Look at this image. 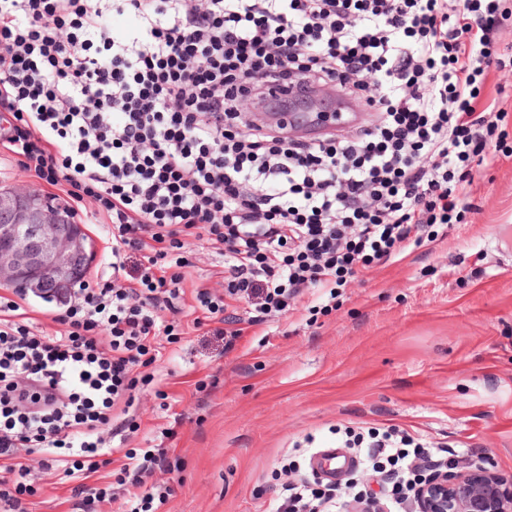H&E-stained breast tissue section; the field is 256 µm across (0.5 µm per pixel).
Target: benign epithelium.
Masks as SVG:
<instances>
[{
    "label": "benign epithelium",
    "mask_w": 512,
    "mask_h": 512,
    "mask_svg": "<svg viewBox=\"0 0 512 512\" xmlns=\"http://www.w3.org/2000/svg\"><path fill=\"white\" fill-rule=\"evenodd\" d=\"M92 247L82 225L51 195L0 189V288L62 302L82 284ZM418 512H512V476L467 461L420 477Z\"/></svg>",
    "instance_id": "benign-epithelium-1"
}]
</instances>
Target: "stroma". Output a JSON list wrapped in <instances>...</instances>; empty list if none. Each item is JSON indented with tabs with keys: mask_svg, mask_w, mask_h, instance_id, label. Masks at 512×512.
<instances>
[{
	"mask_svg": "<svg viewBox=\"0 0 512 512\" xmlns=\"http://www.w3.org/2000/svg\"><path fill=\"white\" fill-rule=\"evenodd\" d=\"M472 177L461 223L348 278L335 307L310 288L255 324L230 299L234 350L202 329L162 348L126 442L169 451L153 481L173 492L152 512H271L299 447H337L345 429L394 425L512 476V156ZM182 253L186 291H223V256L192 238ZM30 465L29 512H78L68 477Z\"/></svg>",
	"mask_w": 512,
	"mask_h": 512,
	"instance_id": "obj_1",
	"label": "stroma"
}]
</instances>
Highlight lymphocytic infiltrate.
<instances>
[{
    "instance_id": "obj_1",
    "label": "lymphocytic infiltrate",
    "mask_w": 512,
    "mask_h": 512,
    "mask_svg": "<svg viewBox=\"0 0 512 512\" xmlns=\"http://www.w3.org/2000/svg\"><path fill=\"white\" fill-rule=\"evenodd\" d=\"M500 0H0V142L40 181L66 185L112 241L109 269L74 290L55 329L0 296V512H24L26 458L44 457L82 495L141 512L166 456L113 444L112 414L176 326L186 239L224 255V291L198 290L194 327L233 350L225 297L259 318L304 288L421 244L467 209L503 112L479 109L506 62ZM132 17L125 30L114 16ZM339 86L376 123L354 136L291 138L285 120L241 130V104L274 86ZM388 473L387 512H406L430 446L389 430L345 440ZM283 484L275 512H347L348 489Z\"/></svg>"
}]
</instances>
